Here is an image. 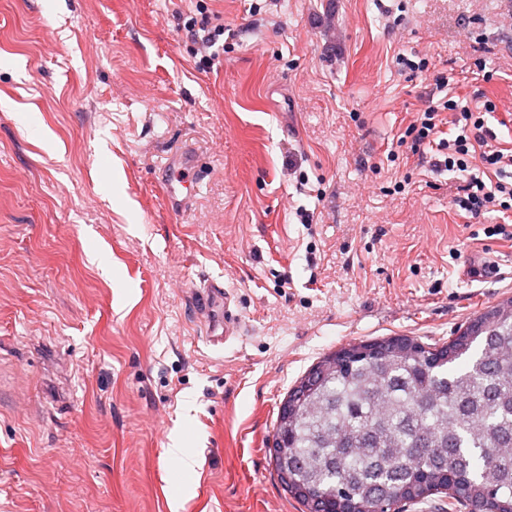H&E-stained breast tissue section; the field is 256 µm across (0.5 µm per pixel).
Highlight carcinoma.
<instances>
[{
    "instance_id": "obj_1",
    "label": "carcinoma",
    "mask_w": 512,
    "mask_h": 512,
    "mask_svg": "<svg viewBox=\"0 0 512 512\" xmlns=\"http://www.w3.org/2000/svg\"><path fill=\"white\" fill-rule=\"evenodd\" d=\"M349 344L288 392L274 447L306 509L396 512L433 498L512 512V298L448 341ZM317 382L305 393V382Z\"/></svg>"
}]
</instances>
